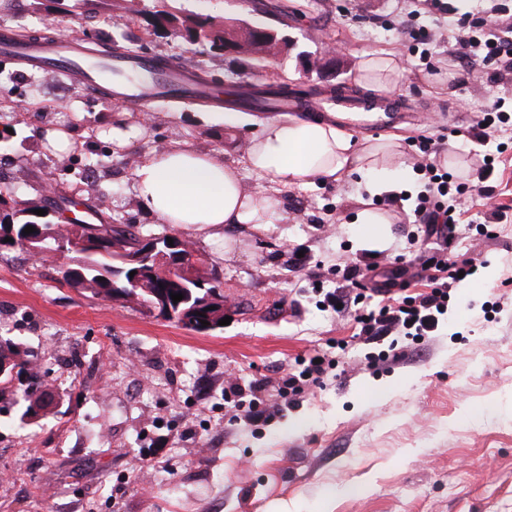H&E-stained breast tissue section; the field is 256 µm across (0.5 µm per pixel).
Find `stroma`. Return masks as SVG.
Masks as SVG:
<instances>
[{
  "mask_svg": "<svg viewBox=\"0 0 512 512\" xmlns=\"http://www.w3.org/2000/svg\"><path fill=\"white\" fill-rule=\"evenodd\" d=\"M444 14L413 15V0H14L0 27L18 35L84 39L103 54L131 48L162 63L179 61L225 93L284 84L324 96L361 95L354 78L364 55L393 54L404 100L385 136H402L405 165L418 156L411 139L431 122L467 126L493 97H512V81L481 75L462 86L427 74L398 21L448 47L458 20L481 14L483 0H447ZM177 8L180 18H241L282 31L287 49L268 61L230 59L183 37L156 36L137 12ZM131 18L127 27L114 15ZM82 112L72 110L74 100ZM209 105L158 101L146 107L107 102L51 69L31 70L0 57V193L49 209L74 185L75 206L94 207L100 223L160 228L132 192L139 158L160 145L186 143L241 156L248 127L208 122ZM144 127L135 147L113 148L97 131L118 114ZM77 131L62 158L45 156L34 133L56 122ZM105 157L94 179L76 182L71 161ZM491 196L472 207L446 239L408 245L416 227L387 205L390 237L377 253L360 248L353 220L373 202L365 181L278 189L281 223L228 236L189 234L206 264L223 275L235 300L223 331L200 334L149 314L140 304H112L55 281L54 264L20 252L0 255V334L31 348L60 394V409L25 425L0 416V512H512V222L478 224L490 205L512 215V147L491 178ZM481 260L457 288L448 327L410 345L393 362L357 338L351 315L322 307L340 279L337 265L403 255L407 276L420 273L440 246ZM304 247L308 268H295ZM325 354L334 366L322 383L285 404L282 377L299 359ZM267 379L273 417L250 425L224 390Z\"/></svg>",
  "mask_w": 512,
  "mask_h": 512,
  "instance_id": "35a3bbf8",
  "label": "stroma"
}]
</instances>
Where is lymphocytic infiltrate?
<instances>
[{
	"label": "lymphocytic infiltrate",
	"instance_id": "f902f5d3",
	"mask_svg": "<svg viewBox=\"0 0 512 512\" xmlns=\"http://www.w3.org/2000/svg\"><path fill=\"white\" fill-rule=\"evenodd\" d=\"M497 0H488L484 17L477 22L459 21L448 35V57L460 70L472 72L475 62L492 64L488 72L490 83H498L504 74L512 72V36L502 35L492 17L498 14ZM505 98H496L490 105L476 110L467 129L469 138L490 142L498 133L512 129V111L505 106ZM419 149L421 157L415 165L424 181L416 197L400 192L388 198L387 203L397 206L412 201L406 216L407 223L423 225L427 232H435L438 225L456 223L465 201L473 187L469 183L454 180L447 168L439 161L440 150L433 138L423 137ZM429 263L435 270L430 291L414 295L388 294L372 308L360 309L362 288L374 282L379 267L376 263L353 264L341 268L342 283L326 294L328 308H339L341 313L353 314L359 335L368 342L384 340L397 334L411 342L425 340L435 335L448 313V304L454 288L461 285L463 277L472 276L478 269L474 257L460 258L440 253L433 255Z\"/></svg>",
	"mask_w": 512,
	"mask_h": 512
}]
</instances>
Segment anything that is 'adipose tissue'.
Returning a JSON list of instances; mask_svg holds the SVG:
<instances>
[{"label": "adipose tissue", "mask_w": 512, "mask_h": 512, "mask_svg": "<svg viewBox=\"0 0 512 512\" xmlns=\"http://www.w3.org/2000/svg\"><path fill=\"white\" fill-rule=\"evenodd\" d=\"M401 76L393 55L363 59L355 81L363 89L387 91ZM225 126H251L240 160H224L216 151L173 144L146 153L132 171V188L141 209L162 223L202 234L211 229L261 228L280 223L283 214L275 187L336 181L357 173L372 176L374 195L401 191L405 166L394 139L356 145L334 122L295 116L264 120L226 112ZM249 169L262 190L246 191L241 171Z\"/></svg>", "instance_id": "adipose-tissue-1"}]
</instances>
